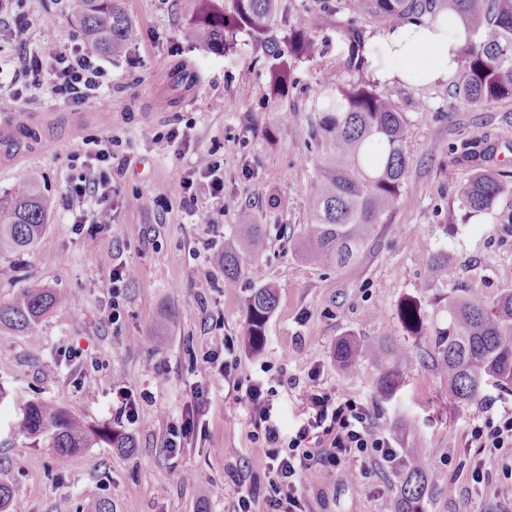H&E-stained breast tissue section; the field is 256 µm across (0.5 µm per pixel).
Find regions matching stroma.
Masks as SVG:
<instances>
[{"mask_svg": "<svg viewBox=\"0 0 512 512\" xmlns=\"http://www.w3.org/2000/svg\"><path fill=\"white\" fill-rule=\"evenodd\" d=\"M134 38L124 53L102 57L111 82L101 96L73 106L48 87L28 88L24 113L0 111V195L26 186L53 202L46 240L19 252L0 253V305L20 289L52 288L76 295L68 307L45 314L32 331L0 325V483L14 491L11 512H90L101 499L112 512H236L232 473L265 451L250 426L245 390L263 382L274 415L290 424L305 418L310 391L352 397L365 404L377 431L395 448L413 443L425 454L432 483L423 512H512V459L468 447L472 415L512 409V388L487 382L480 401L459 406L448 381L431 364L433 335L448 325V299L477 294L491 299L512 289V200L467 224L450 223L468 167H449L448 148L472 138L489 150L483 167L512 174V101L473 107L448 84L377 85L378 93L406 112L410 165L405 205L368 243L360 260L336 270L303 260L297 249L307 222L320 154L312 138L315 108L344 71L348 45L341 29L355 23L367 36L378 29L364 15L341 12L320 20L317 0H281L277 34L296 14L317 16L315 58L298 61L285 104L293 123L277 137L267 131L278 111L268 97L272 63L247 34L214 54L193 39L194 0H123ZM84 45L66 0H9L0 10V86L22 78L21 56L43 43ZM250 69L251 79L238 73ZM194 71V88L174 98L173 73ZM182 139L169 142V129ZM111 140V223L102 225L94 249L84 238L94 210L68 204L71 180L97 177L88 152ZM221 164L224 211L216 213L207 180L198 178V154ZM197 187L184 199L182 178ZM264 225L266 240L252 262L276 287L278 305L261 352L245 346L243 302L254 282L248 273L229 278L213 254L240 231L241 212ZM444 252L448 265L427 282L426 261ZM123 270L120 316L108 320V291ZM211 275L205 294L193 286ZM420 301L423 331L409 334L397 315L401 301ZM393 343L410 353L402 386L380 398L371 360L342 370L333 350L339 338ZM235 345L230 376L203 363L224 341ZM201 388L199 424L178 453L165 449L168 427L180 422L194 388ZM138 399V422L117 412L119 389ZM36 399L51 400L90 424H107L133 438L132 451L84 448L67 458L32 446L15 421ZM410 432H402V424ZM494 474L471 494L452 497L449 485L466 486L475 463ZM401 461L360 469L344 463L317 470L303 483L307 512H396Z\"/></svg>", "mask_w": 512, "mask_h": 512, "instance_id": "stroma-1", "label": "stroma"}]
</instances>
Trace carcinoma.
<instances>
[{
  "label": "carcinoma",
  "instance_id": "carcinoma-1",
  "mask_svg": "<svg viewBox=\"0 0 512 512\" xmlns=\"http://www.w3.org/2000/svg\"><path fill=\"white\" fill-rule=\"evenodd\" d=\"M280 0H195L190 29L197 42L212 53L233 48L240 33L252 39L275 59L267 72L270 99L281 101L293 84L291 61L309 59L317 53L311 19L298 15L284 36L272 35ZM328 17L347 10L367 13L378 26L423 23L424 17L453 15L476 39L467 40L461 50L458 94L467 104L478 107L512 101V0H319ZM71 18L83 30L95 52L112 56L125 51L132 24L120 0H74ZM349 44L347 71L365 64L363 29L348 25L342 29ZM314 139L322 149L317 178L309 205L307 224L300 235L304 258L317 264L347 268L360 259L375 227L391 222L394 212L405 203L402 186L409 169L405 150L408 118L389 98L379 94L364 78L344 80L331 88L316 108ZM384 145V153H370L373 142ZM483 152L476 139L451 147L450 162L469 165ZM459 207L470 217L491 211L503 198H512L509 176L478 170L459 191ZM49 198L30 183L15 195L0 197V251H18L45 240ZM264 230L243 215L237 241L224 249V274L242 272L244 259L262 247ZM258 286L246 300L247 345L258 352L266 343V326L277 306L276 288L262 282L258 266L250 268ZM76 301L50 288H29L9 304L0 306V325L27 331L48 311ZM448 327L436 330L434 366L448 377V397L460 406L476 400L486 382L493 379L512 386V289L487 300L458 295L448 298ZM400 315L406 327H421V305L415 300L402 303ZM336 362L353 371L360 361L381 364L376 387L383 398L397 390L400 367L407 363V351L388 343L366 344L355 337H342L335 347ZM16 427L31 444L47 443L59 458L82 448L106 446L132 448L130 436L109 425H89L67 410L37 400L21 408ZM404 478L397 495V512H422V501L430 479L424 458L416 448L403 449Z\"/></svg>",
  "mask_w": 512,
  "mask_h": 512
}]
</instances>
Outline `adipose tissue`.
Listing matches in <instances>:
<instances>
[{"mask_svg": "<svg viewBox=\"0 0 512 512\" xmlns=\"http://www.w3.org/2000/svg\"><path fill=\"white\" fill-rule=\"evenodd\" d=\"M466 39L464 29L444 14L433 22L382 31L370 45V74L381 83L397 79L417 85L448 80L460 68L459 50Z\"/></svg>", "mask_w": 512, "mask_h": 512, "instance_id": "obj_1", "label": "adipose tissue"}]
</instances>
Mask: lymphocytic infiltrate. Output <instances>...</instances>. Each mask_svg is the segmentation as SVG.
Listing matches in <instances>:
<instances>
[{
	"label": "lymphocytic infiltrate",
	"mask_w": 512,
	"mask_h": 512,
	"mask_svg": "<svg viewBox=\"0 0 512 512\" xmlns=\"http://www.w3.org/2000/svg\"><path fill=\"white\" fill-rule=\"evenodd\" d=\"M25 74L30 85H48L53 96L66 103L80 104L97 98L107 76L98 58L86 50L65 48L47 43L29 55ZM92 160L100 167L98 180L77 183L71 197L77 201L96 199L99 207L94 221L108 224L112 221L107 199L111 189L113 153L111 148L92 152ZM254 434L261 438L266 451L256 464L267 478L264 488L246 481H238L239 512H250L258 491H265L273 512H305L300 494L302 481L313 477L317 468H334L353 461L360 466L378 465L390 461L396 450L390 440L377 432L371 423L370 411L353 398H334L326 394L309 397L310 413L293 436H286L283 424L272 421V404L260 385L245 391ZM322 453H315V446ZM468 445L497 454L512 449V410L499 417L480 414L470 425Z\"/></svg>",
	"instance_id": "lymphocytic-infiltrate-1"
}]
</instances>
